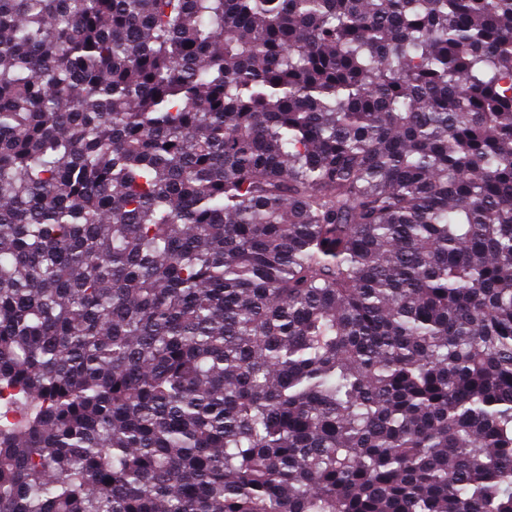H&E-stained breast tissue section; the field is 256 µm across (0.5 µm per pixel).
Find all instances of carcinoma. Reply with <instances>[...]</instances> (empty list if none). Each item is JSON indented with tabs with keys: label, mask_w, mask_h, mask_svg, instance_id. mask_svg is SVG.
I'll return each instance as SVG.
<instances>
[{
	"label": "carcinoma",
	"mask_w": 512,
	"mask_h": 512,
	"mask_svg": "<svg viewBox=\"0 0 512 512\" xmlns=\"http://www.w3.org/2000/svg\"><path fill=\"white\" fill-rule=\"evenodd\" d=\"M0 512H512V0H0Z\"/></svg>",
	"instance_id": "carcinoma-1"
}]
</instances>
